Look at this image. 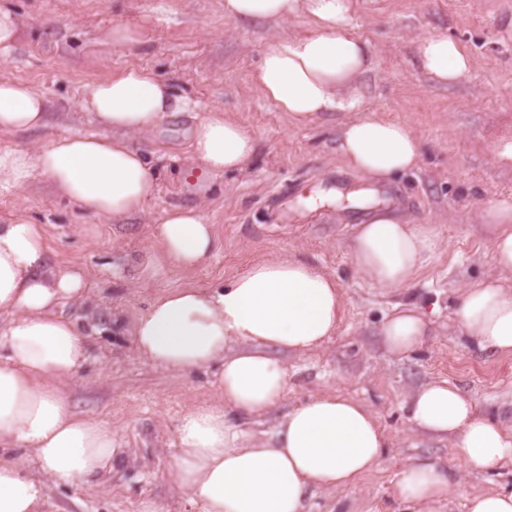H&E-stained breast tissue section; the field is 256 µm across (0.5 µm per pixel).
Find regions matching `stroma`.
I'll return each mask as SVG.
<instances>
[{
  "mask_svg": "<svg viewBox=\"0 0 512 512\" xmlns=\"http://www.w3.org/2000/svg\"><path fill=\"white\" fill-rule=\"evenodd\" d=\"M24 27V37L0 77L38 87L49 102L45 127L0 136V147L29 145L73 129L92 131L78 107L81 87L132 66L154 70L194 111L171 114L152 134L138 138L153 163L158 193L144 215L102 220L71 209L33 176L24 187L0 194V224L22 214L43 225L50 259L83 269L92 309L65 308L89 345V358L66 386L76 413L112 428L117 448L102 484L49 487L44 512H137L143 497L163 512H192L174 486L171 464L178 452L176 425L191 403L214 399L218 366L190 378L147 363L125 330L152 298L186 284L208 287L250 263L295 255L336 277L346 294L335 336L314 353L286 358L290 388L283 403L245 425L254 435L271 432L288 408L327 391L355 396L375 414L387 440L382 464L353 488L318 491L306 512H421L395 494L399 466L415 457L447 462L453 477L473 492H512V464L487 471L463 468L450 439L415 432L404 400L433 380H448L492 421L512 427V355L481 351L453 322L461 288L496 275L481 209L512 198V167L492 159L512 138V35L502 21L512 0H356L354 32L373 52L362 80L363 106L410 124L420 140L423 165L370 197L397 202L413 223L433 225L438 245L414 285L383 289L362 282L348 250L354 225L338 207L310 209L309 198L360 187L336 153L343 117L333 114L303 127L257 89L253 75L274 37L305 33L303 18L286 22H232L224 0H0ZM115 28L136 42L114 47ZM441 34L474 60L468 80L439 85L420 70L417 38ZM222 110L258 139L244 170L207 174L189 149L195 119ZM174 205L200 207L217 231L210 260L190 272L145 266L153 227ZM437 303L431 336L415 352L397 358L379 336L398 303Z\"/></svg>",
  "mask_w": 512,
  "mask_h": 512,
  "instance_id": "35a3bbf8",
  "label": "stroma"
}]
</instances>
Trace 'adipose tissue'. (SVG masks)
<instances>
[{
  "mask_svg": "<svg viewBox=\"0 0 512 512\" xmlns=\"http://www.w3.org/2000/svg\"><path fill=\"white\" fill-rule=\"evenodd\" d=\"M355 0H224L231 21H285L307 14L304 34L275 38L256 83L296 126L341 113L337 153L368 188L393 183L422 163L419 139L406 123L361 114L359 80L373 66L371 48L352 30ZM422 71L435 83L467 79L472 58L444 35L416 42ZM49 102L35 86L0 78V134L43 127ZM154 73L130 68L83 87L80 108L97 132L74 130L36 146L0 149V193L40 173L72 208L102 219L142 213L158 182L137 135L156 130L172 112L193 110ZM256 135L221 112L199 118L193 158L210 173L244 169ZM500 275L467 283L453 312L457 330L485 351L512 354V200L491 201L481 214ZM350 255L357 275L379 288L413 285L436 241L427 225L394 206H377L355 225ZM216 228L197 207L175 205L155 225L148 264L191 270L211 257ZM86 299L79 269L49 260L42 225L18 215L0 224V512H40L46 484L100 482L115 453L108 425L75 414L64 391L89 352L80 326L61 308ZM336 279L294 257L262 259L227 282L158 295L135 320L137 352L165 371L188 376L219 365L218 403L191 407L177 427L175 487L198 512H305L317 491L351 487L383 459L385 435L355 398L321 394L291 407L273 433L253 440L238 427L280 404L290 379L284 354L320 350L343 318ZM432 311L396 307L383 321L386 350L405 356L431 333ZM413 429L453 440L454 457L473 469L512 462V431L488 420L475 401L447 381L413 391L404 402ZM29 450L43 477L5 450ZM396 493L429 508L464 495L466 512H512V493L465 494L446 464L427 458L398 471Z\"/></svg>",
  "mask_w": 512,
  "mask_h": 512,
  "instance_id": "ef3b65f1",
  "label": "adipose tissue"
}]
</instances>
